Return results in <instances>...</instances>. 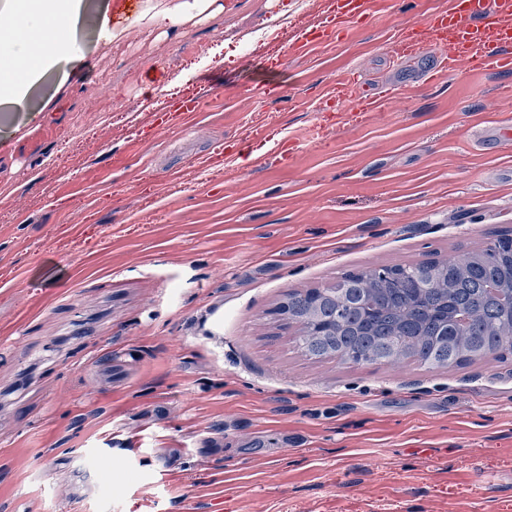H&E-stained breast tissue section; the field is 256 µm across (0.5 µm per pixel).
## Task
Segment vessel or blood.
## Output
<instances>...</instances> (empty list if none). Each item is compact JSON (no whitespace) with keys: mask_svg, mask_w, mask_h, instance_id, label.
<instances>
[{"mask_svg":"<svg viewBox=\"0 0 512 512\" xmlns=\"http://www.w3.org/2000/svg\"><path fill=\"white\" fill-rule=\"evenodd\" d=\"M371 8V0H334L332 23L343 25ZM427 45L439 49L440 54L421 74L419 82L423 85L448 75L463 60L475 71L512 67V0H452L448 10L432 19L419 40L399 42L392 60L403 63ZM336 95L373 112L383 111L390 103L388 96L365 93L349 78L337 82Z\"/></svg>","mask_w":512,"mask_h":512,"instance_id":"vessel-or-blood-1","label":"vessel or blood"}]
</instances>
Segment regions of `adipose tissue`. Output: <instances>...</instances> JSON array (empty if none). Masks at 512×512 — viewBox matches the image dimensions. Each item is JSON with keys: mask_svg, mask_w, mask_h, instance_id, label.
<instances>
[{"mask_svg": "<svg viewBox=\"0 0 512 512\" xmlns=\"http://www.w3.org/2000/svg\"><path fill=\"white\" fill-rule=\"evenodd\" d=\"M82 0H0V13L24 25L27 51L10 54L0 41V104L22 107L28 90L52 67L67 61L69 44L56 37L57 29L78 21Z\"/></svg>", "mask_w": 512, "mask_h": 512, "instance_id": "adipose-tissue-1", "label": "adipose tissue"}]
</instances>
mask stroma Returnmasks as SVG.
<instances>
[{"label": "stroma", "mask_w": 512, "mask_h": 512, "mask_svg": "<svg viewBox=\"0 0 512 512\" xmlns=\"http://www.w3.org/2000/svg\"><path fill=\"white\" fill-rule=\"evenodd\" d=\"M181 2L88 0L66 74L0 121V512H512V354L311 360L274 312L512 232V73L404 91L391 46L450 0L313 47L330 0L142 16ZM336 96L351 103L361 104L372 112H381L390 104L387 95L367 94L350 78L336 82Z\"/></svg>", "instance_id": "1"}]
</instances>
